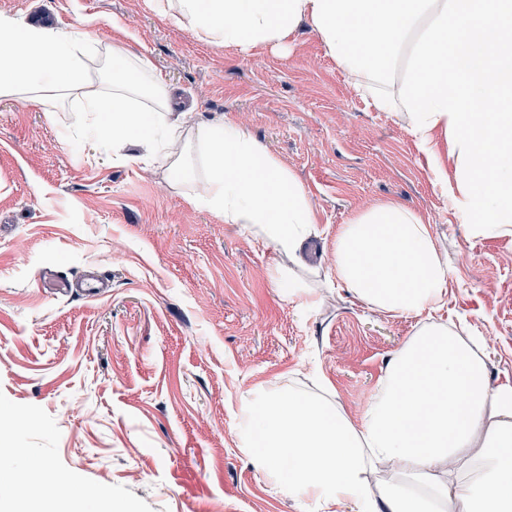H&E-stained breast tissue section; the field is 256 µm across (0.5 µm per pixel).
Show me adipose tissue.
Segmentation results:
<instances>
[{"instance_id":"obj_1","label":"adipose tissue","mask_w":512,"mask_h":512,"mask_svg":"<svg viewBox=\"0 0 512 512\" xmlns=\"http://www.w3.org/2000/svg\"><path fill=\"white\" fill-rule=\"evenodd\" d=\"M163 13L215 44L252 49L282 43L300 24L383 112L405 110L436 183V132L455 154L454 205L485 236L512 234V0H157ZM85 39L0 18V96L79 98L115 145L136 144L187 169L202 150L207 174L189 200L228 224L249 225L258 244L298 261L315 222L297 179L241 126L198 123L171 114L161 82L152 111L132 103L140 92L120 47L112 49V86L82 78ZM409 58L400 96L382 90L395 63ZM336 272L359 299L386 312L429 320L388 364L380 392L353 426L323 397L300 391L266 395L247 421V445L264 466L290 463L288 491L350 503L356 512H512V380L491 384L485 344L440 318L449 269L421 216L379 204L344 225ZM412 474L420 487L386 482L370 470ZM55 485L40 512H73L66 478L43 464L28 468L15 512L34 489Z\"/></svg>"}]
</instances>
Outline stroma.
Masks as SVG:
<instances>
[{
    "label": "stroma",
    "mask_w": 512,
    "mask_h": 512,
    "mask_svg": "<svg viewBox=\"0 0 512 512\" xmlns=\"http://www.w3.org/2000/svg\"><path fill=\"white\" fill-rule=\"evenodd\" d=\"M45 14L97 52L84 76L112 80L113 45L161 76L196 121L233 122L301 182L316 222L289 293L288 265L185 197L186 172L140 161L94 131L82 101L57 113L0 97V418L15 453L0 486L41 462L70 476L78 512H351L289 494L246 447L250 406L273 392L321 394L354 425L389 360L421 326L338 279L345 224L393 202L420 213L449 268L445 317L512 377V234L461 224L403 112H381L300 25L251 50L178 26L155 0H0V16ZM98 274L106 292L44 289L40 277ZM99 488L104 498L83 497Z\"/></svg>",
    "instance_id": "stroma-1"
}]
</instances>
